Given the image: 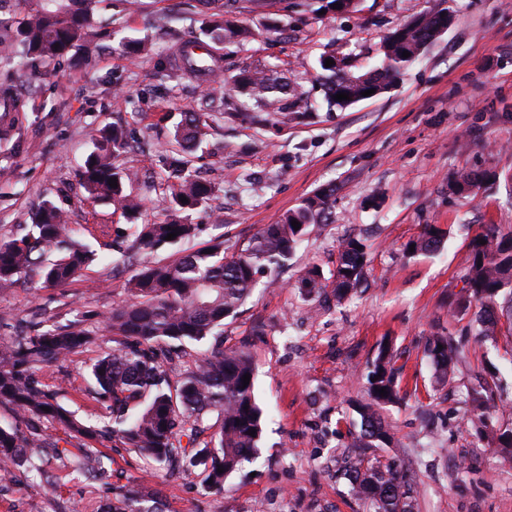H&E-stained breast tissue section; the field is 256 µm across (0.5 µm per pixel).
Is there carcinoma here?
I'll return each instance as SVG.
<instances>
[{"instance_id": "cac0c4a2", "label": "carcinoma", "mask_w": 512, "mask_h": 512, "mask_svg": "<svg viewBox=\"0 0 512 512\" xmlns=\"http://www.w3.org/2000/svg\"><path fill=\"white\" fill-rule=\"evenodd\" d=\"M91 0H41L39 9L13 22L0 17V60L15 52L23 59L52 62L67 54L78 66L93 52ZM446 10L429 12L395 29L377 48L378 67L354 74L335 66L329 72L325 98L332 106H348L364 99L362 92H386L407 68L452 22ZM199 38L181 46V65L171 73H186L210 78L209 96L224 93V49L241 44L250 31L240 25H214ZM410 52L405 58L402 52ZM261 107L281 112L282 96L291 91L286 82L263 71H244L234 78ZM340 92L349 99L337 101ZM207 121L192 114L185 127L173 134L170 167L181 174L171 189L163 218L137 224L142 202L129 191L138 172L124 170L114 160L126 148L121 128L105 126L98 131L93 150L86 156L80 177L88 196L113 206V212L131 222L134 247L149 254L178 249L175 260L167 263L147 261L126 283L128 298L105 317V325L115 336L117 347L99 355L90 367L91 397L105 410V431L153 461L155 468L173 474L183 464L202 468L208 488L224 489V479L256 458L262 434V410L254 397V381L243 385L244 375H254L249 352L224 346V321L238 314L253 293L257 275L275 272L291 258L305 236L328 226L326 210L332 189L322 188L300 206L288 210L275 224H265L247 242L226 245L217 238L200 249L182 248L196 236L197 225L190 214L205 205L212 195L209 183L189 170L188 146L197 149L204 143ZM117 180V187L109 185ZM497 175L482 171L463 174L452 185L458 194L472 193ZM187 201H181V197ZM301 224L294 229L292 221ZM177 233L166 239L170 232ZM107 224H70L66 215L50 200L41 201L32 213V222L21 232L0 239V289L11 288L21 280L60 287L73 282L111 247ZM447 231L438 224H427L414 241V251H431L442 244ZM486 244H480V240ZM362 242L346 237L339 246L336 268L324 276L317 267L302 278V287L311 291L331 288L336 301L347 298L365 281L366 252ZM466 295L455 294L456 309L480 304L477 335L493 336L500 318L512 329V231L496 224H484L468 245L465 273ZM213 340L176 378L166 365L182 357L187 343ZM92 341L84 320L55 322L45 328L25 327L14 336L0 340V402L11 405L17 422L0 424V484L10 483L14 471L27 467L48 483L55 471L73 467L81 476L93 479L103 470L101 450L88 444L98 435L75 418L57 400L58 392L45 388L38 373L81 354ZM425 350L444 381L462 363L464 350L454 338L434 335ZM398 368L390 344L380 345L372 361L368 400L360 406L361 433L353 438L356 448H375L389 435L380 410L398 400ZM386 389V396L379 390ZM498 377L491 373L468 395L473 426L488 427L496 406ZM220 421L210 440L201 436L211 415ZM46 419L68 430L74 442L61 448L58 442L36 428L21 431L18 422ZM255 430L254 435L248 431ZM352 490L367 505L369 512H411L410 486L395 461L378 455L363 456L348 466ZM107 512H160L156 496H122L119 505Z\"/></svg>"}]
</instances>
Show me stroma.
I'll return each mask as SVG.
<instances>
[{
	"mask_svg": "<svg viewBox=\"0 0 512 512\" xmlns=\"http://www.w3.org/2000/svg\"><path fill=\"white\" fill-rule=\"evenodd\" d=\"M137 2L131 10L127 0H96L100 37L87 66L36 62L22 76L0 65V84L12 81L26 103L11 112L0 102V237L30 223L44 199L72 223L113 228L108 266L63 287L22 282L0 290V314L44 325L79 316L95 332L87 351L62 371L40 372L41 382L78 419L103 426L104 411L87 393L89 366L112 350L103 319L126 300L125 284L144 260L128 250L124 219L87 201L81 185L80 166L104 125L126 133L117 163L139 170L132 191L151 220L162 216L176 181L168 165L176 124L192 112H218L206 145L191 156L193 170L214 187L209 205L192 216L197 242L219 234L247 241L324 187L334 190L331 218L275 273L274 287L258 285L225 321V344L246 345L253 358L265 421L258 457L228 476L223 492L205 488L191 467L168 479L151 476L137 452L106 434L94 442L108 458L94 482L63 475L48 484L22 468L14 485L0 487V512H96L118 487L156 493L162 512H366L342 469L384 341L400 354V400L383 412L393 439L376 453L406 476L411 512H512V463L491 433L464 421L468 391L493 364L505 383L493 424L512 426V363L504 358L512 337L478 342L477 307L448 313L478 227L512 230V0H357L343 13L329 10L328 0H308L302 12L292 0H239L230 16L253 36L225 49L226 73L271 70L300 90L285 96L286 114H268L262 123L244 91L208 105L195 79L163 77L175 44L222 18L224 0ZM441 8L453 12V25L395 86L345 108L327 107L321 56L340 54L349 71L366 72L386 35ZM126 37L144 40V54L128 53ZM487 169L498 172L495 184L469 197L449 191L462 173ZM253 181L260 191H251ZM428 224L447 230L443 248L409 252ZM349 235L367 246L365 283L341 303L307 293L300 286L306 268L333 270ZM437 333L470 347L445 383L425 353L427 336Z\"/></svg>",
	"mask_w": 512,
	"mask_h": 512,
	"instance_id": "obj_1",
	"label": "stroma"
}]
</instances>
